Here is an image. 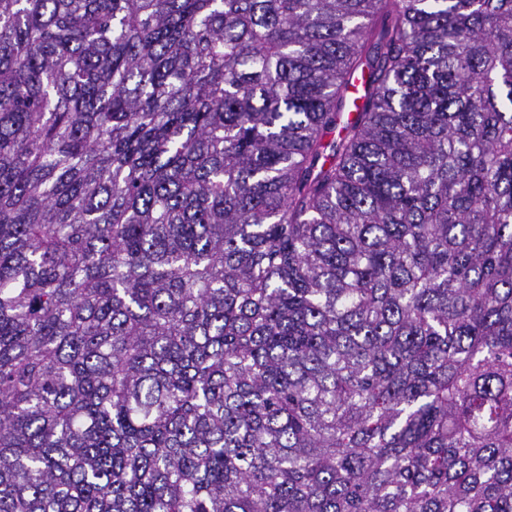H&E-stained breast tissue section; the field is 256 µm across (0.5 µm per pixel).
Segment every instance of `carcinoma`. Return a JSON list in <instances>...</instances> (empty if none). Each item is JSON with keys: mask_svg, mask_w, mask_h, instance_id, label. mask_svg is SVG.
<instances>
[{"mask_svg": "<svg viewBox=\"0 0 512 512\" xmlns=\"http://www.w3.org/2000/svg\"><path fill=\"white\" fill-rule=\"evenodd\" d=\"M0 512H512V0H0Z\"/></svg>", "mask_w": 512, "mask_h": 512, "instance_id": "obj_1", "label": "carcinoma"}]
</instances>
